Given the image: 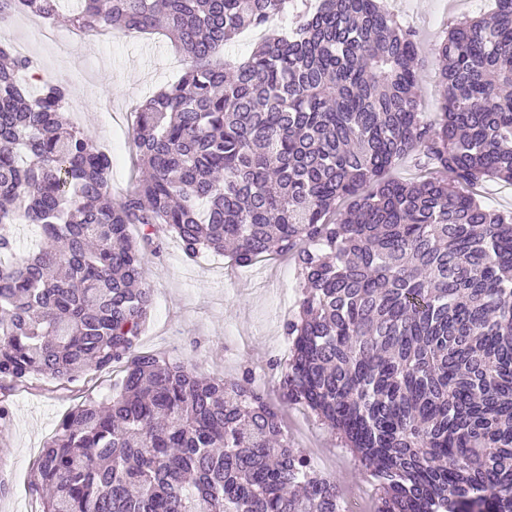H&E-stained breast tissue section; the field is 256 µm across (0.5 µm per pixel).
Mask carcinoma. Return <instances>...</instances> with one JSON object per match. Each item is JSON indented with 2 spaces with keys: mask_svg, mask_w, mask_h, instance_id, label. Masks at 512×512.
Returning <instances> with one entry per match:
<instances>
[{
  "mask_svg": "<svg viewBox=\"0 0 512 512\" xmlns=\"http://www.w3.org/2000/svg\"><path fill=\"white\" fill-rule=\"evenodd\" d=\"M87 35L159 31L191 60L136 107L143 175L33 96V58L0 43V420L9 397L120 369L61 417L33 465L39 512H338L279 408L238 378L141 347L143 253L291 258L296 310L275 392L309 410L376 486L374 512H512V214L472 192L512 184V0L435 46L438 109L416 100L415 34L380 0H78ZM59 0H0V21ZM292 11L244 60L231 37ZM418 153L437 176H389ZM346 203L336 215V202ZM38 247L17 255L13 226Z\"/></svg>",
  "mask_w": 512,
  "mask_h": 512,
  "instance_id": "1",
  "label": "carcinoma"
}]
</instances>
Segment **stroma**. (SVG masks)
<instances>
[{
	"label": "stroma",
	"mask_w": 512,
	"mask_h": 512,
	"mask_svg": "<svg viewBox=\"0 0 512 512\" xmlns=\"http://www.w3.org/2000/svg\"><path fill=\"white\" fill-rule=\"evenodd\" d=\"M400 22L416 28L420 40L421 80L416 93L425 111L440 97V63L434 44L457 17L454 0H388ZM0 38L20 43L45 78L68 85L72 122L88 129L114 157L109 191L122 195L133 183L131 110L160 87L175 82L189 66L163 35L113 34L81 43L46 41L39 24L19 16L0 24ZM146 277L154 289V307L142 337L144 349L194 366L199 374L236 377L242 365L258 370L278 356L282 322L291 308L296 273L292 263L270 260L243 269L229 257L210 252L187 259L174 238L160 252L144 256ZM111 376L57 387L39 383L10 398L11 418L0 427V512H36L27 490L28 475L45 440L63 414L81 402L83 391L107 392ZM297 447L322 452L328 471L347 494H361L365 472L353 467L326 429L307 422L295 408L283 411Z\"/></svg>",
	"instance_id": "35a3bbf8"
}]
</instances>
